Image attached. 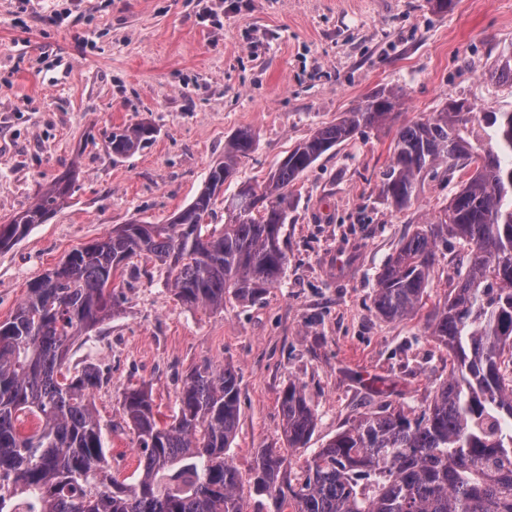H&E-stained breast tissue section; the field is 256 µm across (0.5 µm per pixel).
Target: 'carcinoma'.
Instances as JSON below:
<instances>
[{"label": "carcinoma", "instance_id": "cac0c4a2", "mask_svg": "<svg viewBox=\"0 0 512 512\" xmlns=\"http://www.w3.org/2000/svg\"><path fill=\"white\" fill-rule=\"evenodd\" d=\"M492 76L512 83V54L501 55ZM402 105L400 90H379L316 127L262 182L230 191L256 147L255 132L240 128L192 202L167 223L118 224L29 284L0 322V512H247L242 477L227 459L239 421L233 367L192 369L168 422L145 387L123 392L121 417L141 453L130 485L110 471L90 399L108 378L93 366L70 372V353L118 313L113 278L138 256L166 269V287L188 308L218 311L229 298H262L288 264L281 229L299 175L363 129L393 122ZM156 135L149 123L116 126L106 144L117 161ZM444 164L467 170L466 178L389 256L372 304L384 319L413 315L438 243H465L467 272L430 324L452 357L448 378L421 411L386 404L366 413L297 471L282 449H259L251 484L269 512H512V374L505 369L512 362V110L480 113L450 100L401 125L381 194L403 210L419 176ZM73 182L71 173L56 178L0 224V250L63 208ZM220 197L224 224L217 226L210 219ZM280 409L287 447H306L315 416L303 388L288 383ZM28 414L40 422L31 433L21 429Z\"/></svg>", "mask_w": 512, "mask_h": 512}]
</instances>
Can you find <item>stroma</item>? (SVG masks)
I'll use <instances>...</instances> for the list:
<instances>
[{"label": "stroma", "mask_w": 512, "mask_h": 512, "mask_svg": "<svg viewBox=\"0 0 512 512\" xmlns=\"http://www.w3.org/2000/svg\"><path fill=\"white\" fill-rule=\"evenodd\" d=\"M205 3L216 22L200 21ZM507 52L512 0H456L445 13L430 0H0V223L76 172L67 205L0 251V321L72 250L117 224L165 223L190 203L237 129L257 134L237 178L259 182L317 126L383 88L404 95L397 125L451 99L512 109V85L490 76ZM141 121L158 128L156 140L113 162L106 131ZM394 135L364 130L297 180L281 231L288 264L260 301L187 309L143 257L138 278L116 276L119 313L69 362L110 379L93 401L113 474L128 479L137 466L136 439L118 412L123 390L148 389L165 420L196 366L239 374L228 457L245 480L257 449L285 445L279 396L288 383L304 388L315 413L296 464L384 402L418 410L431 401L448 352L430 336L429 314L465 274L467 249L438 247L413 316L375 314L386 259L456 187L425 173L411 206L395 210L379 192ZM341 253L350 257L342 270ZM376 378L385 394L373 391Z\"/></svg>", "instance_id": "obj_1"}]
</instances>
